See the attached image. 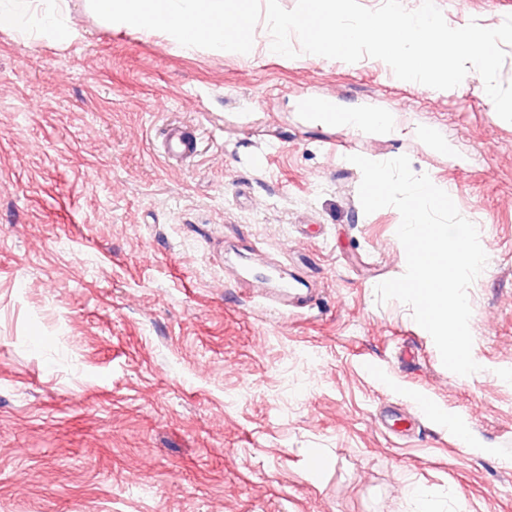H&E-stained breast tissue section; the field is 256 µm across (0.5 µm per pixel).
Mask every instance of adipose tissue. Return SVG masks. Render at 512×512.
<instances>
[{
	"mask_svg": "<svg viewBox=\"0 0 512 512\" xmlns=\"http://www.w3.org/2000/svg\"><path fill=\"white\" fill-rule=\"evenodd\" d=\"M0 29L32 40L58 43L71 42L78 36L70 23L68 0H0ZM310 119L321 125L340 123L351 133L399 137L408 132V125L398 112H348L339 121L333 113L317 112Z\"/></svg>",
	"mask_w": 512,
	"mask_h": 512,
	"instance_id": "ef3b65f1",
	"label": "adipose tissue"
}]
</instances>
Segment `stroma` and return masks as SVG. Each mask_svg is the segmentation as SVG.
Here are the masks:
<instances>
[{
  "label": "stroma",
  "instance_id": "1",
  "mask_svg": "<svg viewBox=\"0 0 512 512\" xmlns=\"http://www.w3.org/2000/svg\"><path fill=\"white\" fill-rule=\"evenodd\" d=\"M499 2L436 0L494 28ZM70 9L68 44L0 30V512H407L413 486L512 512V123L480 85L287 58L262 21L251 55L183 53ZM325 96L414 132L311 124ZM170 124L198 127L192 161L164 156ZM355 154L408 156L478 227L477 373L378 302L401 217L363 212ZM239 263L307 301L257 304Z\"/></svg>",
  "mask_w": 512,
  "mask_h": 512
}]
</instances>
